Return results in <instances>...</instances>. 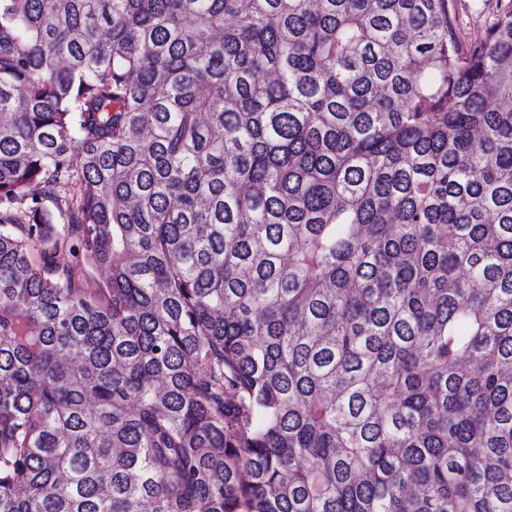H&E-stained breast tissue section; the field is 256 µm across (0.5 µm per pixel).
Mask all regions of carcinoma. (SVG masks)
<instances>
[{"mask_svg": "<svg viewBox=\"0 0 512 512\" xmlns=\"http://www.w3.org/2000/svg\"><path fill=\"white\" fill-rule=\"evenodd\" d=\"M448 2L0 0V512H512V4ZM451 12L460 42L466 46L484 37L510 0H451Z\"/></svg>", "mask_w": 512, "mask_h": 512, "instance_id": "cac0c4a2", "label": "carcinoma"}]
</instances>
